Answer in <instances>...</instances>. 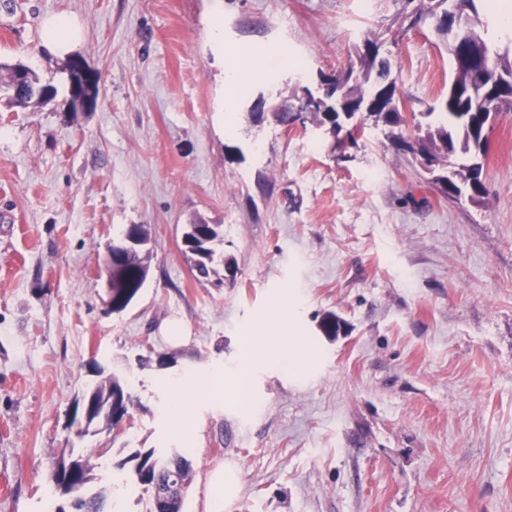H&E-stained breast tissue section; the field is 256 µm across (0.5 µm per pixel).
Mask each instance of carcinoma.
<instances>
[{
  "label": "carcinoma",
  "mask_w": 512,
  "mask_h": 512,
  "mask_svg": "<svg viewBox=\"0 0 512 512\" xmlns=\"http://www.w3.org/2000/svg\"><path fill=\"white\" fill-rule=\"evenodd\" d=\"M419 6L405 16L414 25L429 22L434 33L448 50L456 54L459 44L467 43L476 52L485 56L484 70L480 82L493 100L501 101L498 110L512 109V59L509 52L499 53L491 49L479 28H487L478 7L480 0H417ZM381 44L369 36L355 45L354 54L346 67L334 75L321 76L327 85L325 99L336 101V106L318 107L307 111L299 106L294 112L282 106L274 118L287 125L302 118L316 124L336 140L339 147L345 146L340 134L350 127L364 124L359 112H366L375 123L388 128L385 137L398 150L419 153L430 159L441 171L448 170V158L457 157L461 163L458 173L465 170L479 155L481 133L485 118L472 112L468 106L467 85L471 77L466 72L453 75L448 83V93L436 100V106L428 112H413L411 118L418 131L414 141L409 142L395 135L394 128L404 121L400 111L401 98L396 79L393 77L391 60L382 55ZM198 236L187 249L191 255L197 276L207 278L214 266L221 265L224 272L236 274L233 261L224 257V228L219 224L194 225ZM149 251L140 249L125 254L120 266L112 269V303L127 304L139 297L142 291L141 274L149 271L146 264ZM322 333L334 338L341 331L340 318L334 313L324 315L319 323ZM91 399L97 412L112 403L116 420L128 414L131 394L127 380L119 373H112L83 392ZM128 460L134 462L133 474L150 497L149 512H183V497H168L157 491L163 484L179 479L188 481L190 462L175 449L167 456H160L153 449H137ZM93 467L90 458L82 454L62 459L54 474L55 486L61 497L76 490L79 496V512H106V497L94 489Z\"/></svg>",
  "instance_id": "cac0c4a2"
}]
</instances>
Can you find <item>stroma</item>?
Instances as JSON below:
<instances>
[{"label": "stroma", "mask_w": 512, "mask_h": 512, "mask_svg": "<svg viewBox=\"0 0 512 512\" xmlns=\"http://www.w3.org/2000/svg\"><path fill=\"white\" fill-rule=\"evenodd\" d=\"M402 0H0V79L23 63L55 96L0 91V512H47L64 448L90 450L111 512H148L131 451L188 449L184 512L207 473L224 512H512V111L500 112L482 204L444 198L381 130L345 151L273 117L300 86L380 35L408 111L446 92L431 28L392 39ZM221 10L224 41L211 35ZM66 14L100 75L73 111L41 28ZM260 76L221 112L223 50ZM224 227L237 274L198 278L195 221ZM143 225L149 276L106 305L117 229ZM336 313L339 336L319 321ZM290 324L305 372L269 361L247 402L194 397L172 435L167 384L233 370L247 329ZM187 342L174 345L166 327ZM129 381V424L76 440L69 412L100 375ZM207 482L211 489L206 505L205 512H223L224 511V468L218 466L207 475Z\"/></svg>", "instance_id": "obj_1"}]
</instances>
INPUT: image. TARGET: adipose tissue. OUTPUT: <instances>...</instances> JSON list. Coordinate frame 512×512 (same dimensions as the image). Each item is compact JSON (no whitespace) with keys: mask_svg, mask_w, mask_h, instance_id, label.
Returning a JSON list of instances; mask_svg holds the SVG:
<instances>
[{"mask_svg":"<svg viewBox=\"0 0 512 512\" xmlns=\"http://www.w3.org/2000/svg\"><path fill=\"white\" fill-rule=\"evenodd\" d=\"M80 31L73 18L54 15L46 19L42 30V42L46 50L54 56L72 52L78 44ZM255 336L244 338L238 369L233 378L224 377L222 372L213 371L204 376L181 379L175 382L169 401L164 406V414L175 431H182L186 419L184 398L188 395L231 394L242 396L246 380L244 373L255 367L258 358Z\"/></svg>","mask_w":512,"mask_h":512,"instance_id":"1","label":"adipose tissue"}]
</instances>
